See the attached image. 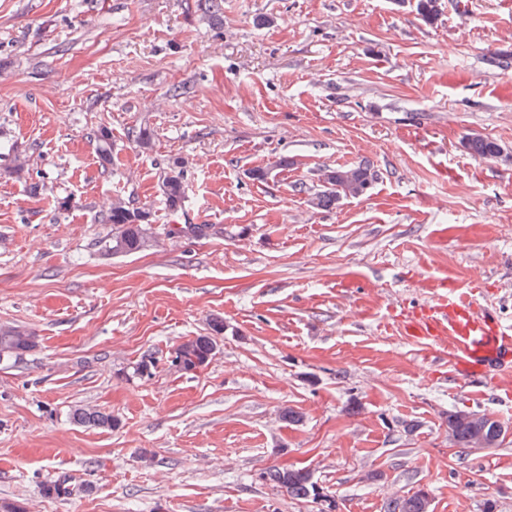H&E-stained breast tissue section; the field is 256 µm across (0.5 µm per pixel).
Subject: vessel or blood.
<instances>
[{"label":"vessel or blood","instance_id":"b4317fda","mask_svg":"<svg viewBox=\"0 0 512 512\" xmlns=\"http://www.w3.org/2000/svg\"><path fill=\"white\" fill-rule=\"evenodd\" d=\"M408 335L450 349L458 373L472 377L512 364V330L494 309L470 292L452 287L406 314Z\"/></svg>","mask_w":512,"mask_h":512}]
</instances>
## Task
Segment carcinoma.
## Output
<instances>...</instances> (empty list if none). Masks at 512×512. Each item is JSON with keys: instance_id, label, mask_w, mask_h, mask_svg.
<instances>
[{"instance_id": "1", "label": "carcinoma", "mask_w": 512, "mask_h": 512, "mask_svg": "<svg viewBox=\"0 0 512 512\" xmlns=\"http://www.w3.org/2000/svg\"><path fill=\"white\" fill-rule=\"evenodd\" d=\"M415 9L421 19L432 24L438 17L437 0H416ZM462 147L478 160H491L509 163L512 155L496 140L479 133H469L462 138ZM185 161L177 158L169 164V171L162 180L161 194L167 209L173 213L182 210L185 201L184 184ZM374 175L365 164L326 168L322 171L323 190L310 199L315 209L329 208L344 197H362L371 187ZM105 221L112 225V236L105 247L114 254H128L140 251L154 242L152 224L155 221L153 211L145 206L131 207L123 199H112ZM205 224H173L168 227L170 236L204 234ZM208 335L195 336L175 350L172 364L183 370L192 371L208 365L217 349V337L224 332V323L214 320ZM34 333L17 327L0 328V358L20 357L35 346ZM72 419L92 428L112 429L118 421L112 415L89 407H76L71 410ZM473 418V412L454 409L448 411L445 424L448 428V440L465 453L471 452L476 443L485 439L500 446L506 440L502 434L504 423L486 418ZM259 478L280 489L295 500H310L321 505L320 512H339V502L335 497L323 492L307 468H285L272 466L263 469ZM74 492L72 478L60 475L42 485V493L48 497L67 498ZM429 492L420 489L411 495L396 496L384 503V512H430Z\"/></svg>"}]
</instances>
